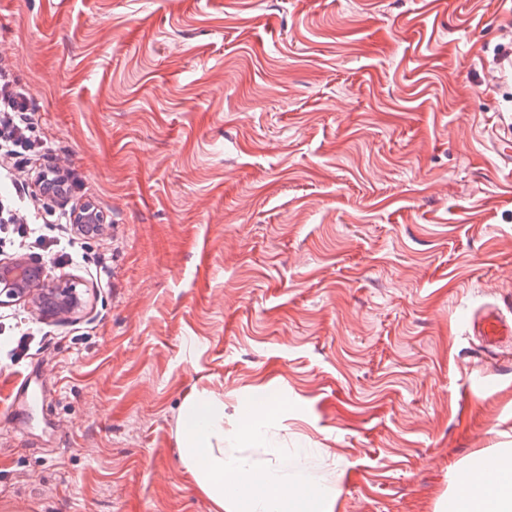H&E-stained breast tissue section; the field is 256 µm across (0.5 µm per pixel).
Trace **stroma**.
Returning a JSON list of instances; mask_svg holds the SVG:
<instances>
[{"mask_svg": "<svg viewBox=\"0 0 512 512\" xmlns=\"http://www.w3.org/2000/svg\"><path fill=\"white\" fill-rule=\"evenodd\" d=\"M512 45L503 0H0V72L72 175L51 281L0 308V512H209L177 453L203 390L268 386L274 451L331 512H443L451 467L512 448ZM73 223L74 231L85 236L99 235L105 228L101 217L87 206L75 210ZM473 331L486 342L497 343L512 338V321L508 322L495 309L487 308L473 319Z\"/></svg>", "mask_w": 512, "mask_h": 512, "instance_id": "1", "label": "stroma"}]
</instances>
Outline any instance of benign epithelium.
<instances>
[{"mask_svg": "<svg viewBox=\"0 0 512 512\" xmlns=\"http://www.w3.org/2000/svg\"><path fill=\"white\" fill-rule=\"evenodd\" d=\"M74 231L99 235L105 225L96 211L85 206L74 212ZM25 303L41 317L66 320L83 311V298L70 285L47 278L45 266L22 255L0 258V307Z\"/></svg>", "mask_w": 512, "mask_h": 512, "instance_id": "obj_1", "label": "benign epithelium"}]
</instances>
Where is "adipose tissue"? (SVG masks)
<instances>
[{"mask_svg":"<svg viewBox=\"0 0 512 512\" xmlns=\"http://www.w3.org/2000/svg\"><path fill=\"white\" fill-rule=\"evenodd\" d=\"M286 401L260 387L239 402V423L224 426V399L208 393L189 396L178 417V452L188 474L209 502V512H313L326 490L307 491L284 478V465L256 469L248 459L227 454L224 444L246 438L262 441L261 425L284 412ZM448 512H512V448L494 460L455 469L450 476Z\"/></svg>","mask_w":512,"mask_h":512,"instance_id":"ef3b65f1","label":"adipose tissue"}]
</instances>
